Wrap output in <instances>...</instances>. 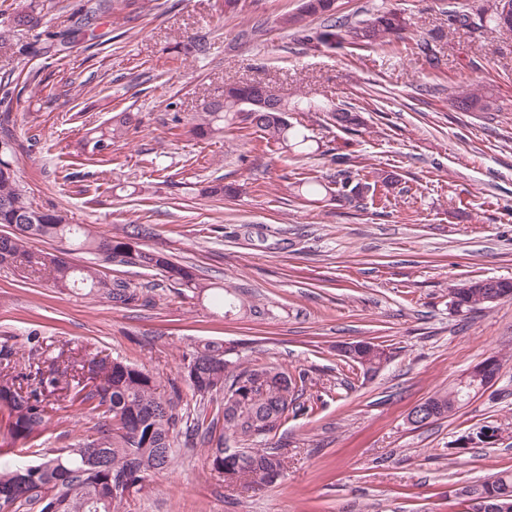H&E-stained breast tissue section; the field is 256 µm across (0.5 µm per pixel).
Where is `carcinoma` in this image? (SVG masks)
<instances>
[{"mask_svg":"<svg viewBox=\"0 0 512 512\" xmlns=\"http://www.w3.org/2000/svg\"><path fill=\"white\" fill-rule=\"evenodd\" d=\"M154 0H101L99 10L129 9L140 14L152 10ZM77 25L70 38L58 45L62 52L85 37L84 27L91 8L81 5ZM310 17L323 18L317 29L309 27ZM280 25L290 29L308 48L336 47L346 43L359 48L385 47L403 39L407 21L402 14L386 10L351 22L335 13V0H302L295 13L280 18ZM441 36L416 42L417 54L432 66L440 58L437 42ZM263 95L256 84L226 83L224 90L205 97L187 120L195 137H221L224 130L253 128L261 133L266 147L287 153L296 159L321 153L318 141L302 125L289 120L290 112H328L335 123L347 130L358 118L333 102L309 98L288 100L278 97L256 115L245 111V101ZM457 107L469 112L491 110L490 97L470 93L456 98ZM131 123L128 112L113 115L97 135L85 140L82 149L103 155L123 138ZM15 142L0 139V226L10 231L0 235V267L10 266L44 272L57 288L82 286L114 305L137 306L142 296L138 286L112 279L92 266H75L63 255L45 252L40 242L60 241L87 254L103 255L109 261L131 264L147 271H158L177 285V294L202 295L213 284L200 281L189 268L173 261L158 250L131 248V243L153 236L149 224H131L122 235H96L83 224H71L67 215L57 210L35 206L17 185L14 163ZM333 190L316 177L297 182L295 198L306 203L329 195L349 202L364 200L370 184L355 176L349 168L337 174ZM457 311L466 312L485 305L481 288L456 289ZM227 346L207 341L186 357L184 379L199 398L198 410L190 416L178 412L181 384L173 379L169 389L161 388L156 377L144 365L96 354L79 360L64 358V351H44L43 364L25 376L27 387L0 385V408L7 412L6 438L20 442L13 449L19 460L0 464V508L10 512H121L124 502L140 492L145 482L171 467L177 427L185 424V434L206 448L211 470L232 483L245 481L256 489L271 487L283 477L285 459L281 449L238 447L226 451L230 439L252 441L267 439L288 421L306 410L308 374L290 372L271 364L243 367L226 354ZM75 383L73 399L88 406L92 425L69 448H31L28 443L46 429L50 422L48 408L56 392ZM225 395L217 401L216 395ZM477 389L458 385L430 397L441 420L452 414ZM222 431H217L219 422ZM475 502L472 512H482L484 499L492 494L506 495L512 503V469H503L489 480L462 488Z\"/></svg>","mask_w":512,"mask_h":512,"instance_id":"carcinoma-1","label":"carcinoma"}]
</instances>
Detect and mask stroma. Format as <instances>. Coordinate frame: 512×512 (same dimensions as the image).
I'll use <instances>...</instances> for the list:
<instances>
[{
    "label": "stroma",
    "mask_w": 512,
    "mask_h": 512,
    "mask_svg": "<svg viewBox=\"0 0 512 512\" xmlns=\"http://www.w3.org/2000/svg\"><path fill=\"white\" fill-rule=\"evenodd\" d=\"M36 27L0 50V137L19 145L18 184L35 206L111 236L149 224L142 248L170 254L203 282L235 292L223 313L211 293L176 296L159 275L106 264L112 278L145 284L147 305L122 308L0 267V344L24 366L39 346L87 349L145 365L160 382L182 378L201 342L235 345L255 361L308 371V408L274 441L286 455L282 482L260 493L228 485L203 449L176 438L170 472L153 477L123 512H461L454 488L512 469V299L457 313L451 289L476 279L512 280V29L488 28L489 0H336L356 21L382 9L410 22L395 47L308 49L279 19L301 0H154L134 17L109 13L94 37L68 52L45 34L75 22L80 0H42ZM439 66L414 49L435 32ZM205 53L192 52L195 44ZM261 82L280 95L314 96L358 112L346 132L325 112H295L328 153L298 161L269 152L257 133L197 140L182 125L225 81ZM491 94L489 112H460L453 96ZM135 126L106 159L80 149L114 113ZM399 183L386 203L360 207L330 197L297 201L306 176L333 184L331 150ZM233 198L204 195L208 182ZM358 340L391 359L364 377L336 353ZM501 365L493 385L448 418L416 428L407 415L472 367ZM82 406L60 409L35 443L66 448L83 434ZM498 427L497 444L460 436Z\"/></svg>",
    "instance_id": "stroma-1"
}]
</instances>
